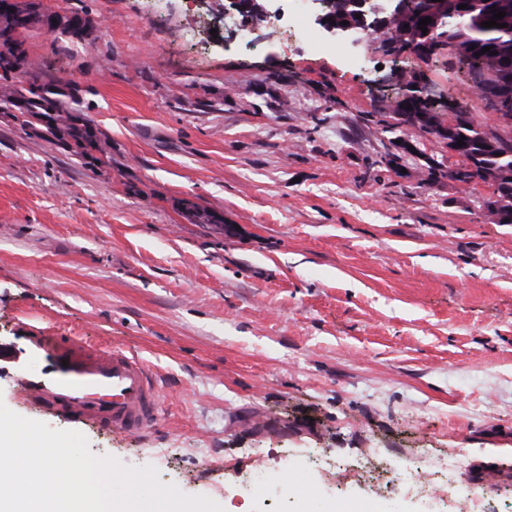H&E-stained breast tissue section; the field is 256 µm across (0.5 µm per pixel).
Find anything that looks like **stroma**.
Wrapping results in <instances>:
<instances>
[{"instance_id":"obj_1","label":"stroma","mask_w":512,"mask_h":512,"mask_svg":"<svg viewBox=\"0 0 512 512\" xmlns=\"http://www.w3.org/2000/svg\"><path fill=\"white\" fill-rule=\"evenodd\" d=\"M17 3L82 23L30 25L11 79L55 84L106 155L0 110V345L26 313L137 352L165 396L146 435L80 426L91 452L224 512H277L243 484L256 459L311 485L288 512H460L395 497L422 449L512 512V224L396 116L420 72L436 111L512 135L455 60L220 48L224 0L197 26L180 0ZM372 448L379 479L325 467Z\"/></svg>"}]
</instances>
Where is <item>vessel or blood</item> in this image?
Masks as SVG:
<instances>
[{
    "instance_id": "1",
    "label": "vessel or blood",
    "mask_w": 512,
    "mask_h": 512,
    "mask_svg": "<svg viewBox=\"0 0 512 512\" xmlns=\"http://www.w3.org/2000/svg\"><path fill=\"white\" fill-rule=\"evenodd\" d=\"M0 364L18 397L48 416L135 435L158 423L162 393L148 363L132 351L33 323L0 350Z\"/></svg>"
}]
</instances>
